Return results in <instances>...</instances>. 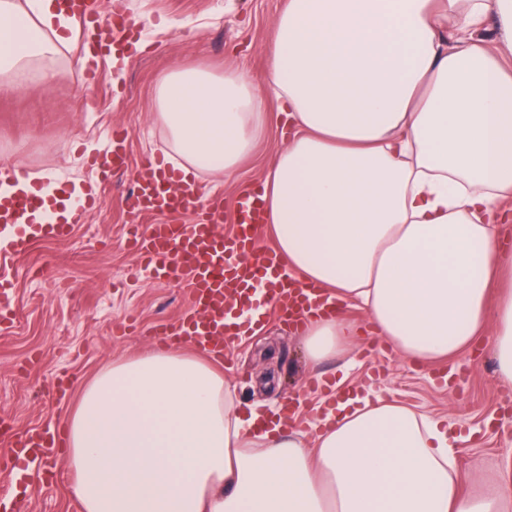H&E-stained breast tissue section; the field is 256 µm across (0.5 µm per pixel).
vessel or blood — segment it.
I'll use <instances>...</instances> for the list:
<instances>
[{
  "label": "vessel or blood",
  "mask_w": 512,
  "mask_h": 512,
  "mask_svg": "<svg viewBox=\"0 0 512 512\" xmlns=\"http://www.w3.org/2000/svg\"><path fill=\"white\" fill-rule=\"evenodd\" d=\"M95 24L104 32L101 50L112 48L111 38L130 33L124 16L111 12L96 17ZM172 172L152 169L142 176L132 197L135 213L158 212L173 216L194 211L189 224H131L130 244L145 271L156 279L183 280L189 293V307L173 323L156 327L155 335L179 345L207 351L215 360H223L224 344L242 334L240 324L232 319L234 311L250 304L255 286H262L266 305L280 319L304 322L310 313L330 312L324 289L306 287L290 280L273 247L265 245L264 207L259 190L239 194L235 225L231 234L219 226L224 221L220 202L200 205V191L174 190ZM43 202L41 185H33L22 196L0 198V229L12 235L11 252L26 251L32 239L62 240L70 227L62 222L34 225L26 229L21 219ZM0 450L4 451L8 473L21 470L28 462L57 458L58 446L40 427L24 431L5 427L0 430Z\"/></svg>",
  "instance_id": "1"
}]
</instances>
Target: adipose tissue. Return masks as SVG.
I'll use <instances>...</instances> for the list:
<instances>
[{
    "label": "adipose tissue",
    "instance_id": "1",
    "mask_svg": "<svg viewBox=\"0 0 512 512\" xmlns=\"http://www.w3.org/2000/svg\"><path fill=\"white\" fill-rule=\"evenodd\" d=\"M81 31L59 0H0V93L49 86ZM272 39L268 93L291 133L263 176L267 221L289 276L344 307L306 319L309 363L351 350L358 307L415 363L486 337L512 387V285L497 287L512 274V0H287ZM264 96L233 67L159 77L181 183L237 171ZM238 407L179 347L114 361L66 422L84 512H512L511 478L461 489L467 435L393 397L338 403L311 442Z\"/></svg>",
    "mask_w": 512,
    "mask_h": 512
}]
</instances>
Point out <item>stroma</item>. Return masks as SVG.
Listing matches in <instances>:
<instances>
[{
  "label": "stroma",
  "instance_id": "35a3bbf8",
  "mask_svg": "<svg viewBox=\"0 0 512 512\" xmlns=\"http://www.w3.org/2000/svg\"><path fill=\"white\" fill-rule=\"evenodd\" d=\"M287 0H99L100 13L118 10L138 30L121 81L107 60L93 68L76 62L84 49L75 42L55 62L50 87L0 95V157L22 171L51 174L66 187L97 183L99 207L75 224L63 240L32 242L11 269L16 317L0 324V419L11 427L62 429L81 389L112 361L157 346L152 325L174 321L187 308L177 279L159 281L149 273L132 276L135 257L127 246L131 221H163L160 213L132 218L131 191L146 174L147 160L168 152L163 128L155 123L159 75L178 63L223 73L240 68L264 86L271 37ZM128 133L123 171L99 176L87 165L104 156L112 131ZM288 140L278 112H271L265 139L229 179L203 174L206 195L224 200L223 231H230L240 190L261 181L276 151ZM220 369L237 388L242 405H289L297 431L315 436L321 392H302L313 379L332 378L341 390L360 387L393 396L416 410L472 432L457 450L463 478L476 470L495 475L512 459V405L497 381L496 363L486 345L443 363L416 365L396 355L373 333L360 338L353 368L337 358L307 363L295 328L271 319L256 333L226 345ZM67 375L72 387L58 399L52 380ZM64 461H38L12 478L0 476V512H84Z\"/></svg>",
  "mask_w": 512,
  "mask_h": 512
}]
</instances>
